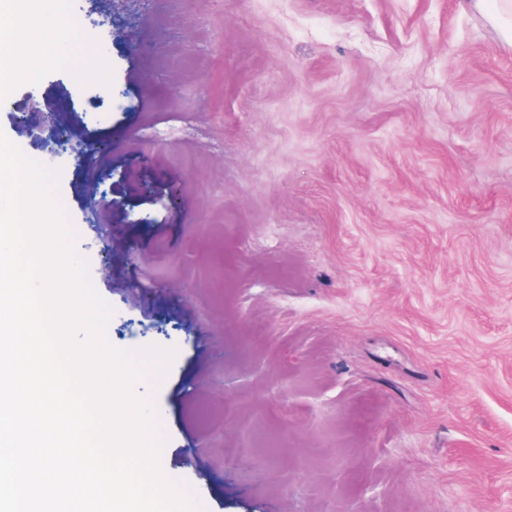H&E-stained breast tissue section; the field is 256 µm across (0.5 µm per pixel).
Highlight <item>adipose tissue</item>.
Returning a JSON list of instances; mask_svg holds the SVG:
<instances>
[{
	"instance_id": "1",
	"label": "adipose tissue",
	"mask_w": 512,
	"mask_h": 512,
	"mask_svg": "<svg viewBox=\"0 0 512 512\" xmlns=\"http://www.w3.org/2000/svg\"><path fill=\"white\" fill-rule=\"evenodd\" d=\"M32 0H11L10 15L18 35L0 37V45L6 53L1 60L0 81L15 77L34 79L45 64L43 57L30 50V42L39 40L43 33L41 15L31 8ZM471 12L483 16L499 33L503 46L512 50V0H463Z\"/></svg>"
}]
</instances>
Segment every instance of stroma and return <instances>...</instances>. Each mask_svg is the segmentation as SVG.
<instances>
[{
  "mask_svg": "<svg viewBox=\"0 0 512 512\" xmlns=\"http://www.w3.org/2000/svg\"><path fill=\"white\" fill-rule=\"evenodd\" d=\"M46 2L0 130L61 167L110 342L178 349L164 473L208 512H512L497 32L460 0Z\"/></svg>",
  "mask_w": 512,
  "mask_h": 512,
  "instance_id": "1",
  "label": "stroma"
}]
</instances>
